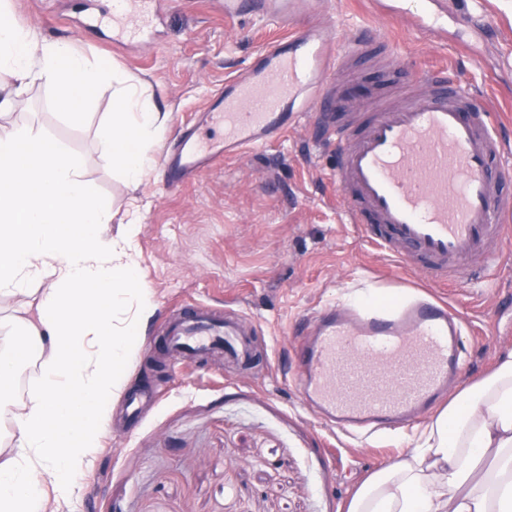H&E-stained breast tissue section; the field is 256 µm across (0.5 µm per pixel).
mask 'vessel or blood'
<instances>
[{
    "mask_svg": "<svg viewBox=\"0 0 512 512\" xmlns=\"http://www.w3.org/2000/svg\"><path fill=\"white\" fill-rule=\"evenodd\" d=\"M440 0H371L374 10L406 20L415 32L445 37ZM160 0H112V24L141 39L158 19ZM224 17L274 20L288 36L261 51L245 74L226 81L199 122L163 151L164 183L179 189L214 164L240 158L282 137L306 112L330 111L357 60L378 52L383 70L395 57L378 31L345 40L320 0H224ZM357 132L337 131L336 187L350 223L382 247L402 246L401 262L433 283L448 282L449 262L481 257L492 268L507 239L506 212L491 163L511 152L496 115L478 105L447 67L425 71L360 107ZM461 318L434 297L414 296L389 309L342 303L314 310L294 334V384L320 420L370 435L433 413L462 368ZM176 359L222 350L247 354L235 322L197 305L169 330Z\"/></svg>",
    "mask_w": 512,
    "mask_h": 512,
    "instance_id": "obj_1",
    "label": "vessel or blood"
}]
</instances>
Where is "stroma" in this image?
Wrapping results in <instances>:
<instances>
[{"mask_svg": "<svg viewBox=\"0 0 512 512\" xmlns=\"http://www.w3.org/2000/svg\"><path fill=\"white\" fill-rule=\"evenodd\" d=\"M11 2L19 25L70 41L141 82L169 115L158 154L280 34L263 19L226 20L220 0H170L150 41L130 44L81 26L87 6L105 12L109 0ZM447 2L443 39L371 15L366 0H329L327 14L337 38L361 25L383 33L398 57L397 82L436 63L453 66L458 84L486 91V106L502 114V133L512 140V0ZM462 40L473 43V57L456 55ZM111 97V84H103L75 123L39 81L12 116L73 152L90 190L112 211L105 238L121 240L135 221L136 261L154 306L124 369L126 394L152 399L135 421L117 401L75 496L54 512H344L370 475L415 447L421 426H391L363 441L323 427L292 383L297 320L332 302L368 306L398 297L386 282L403 280L445 300L463 320L464 367L448 388L456 393L512 350V244L480 278L452 268L443 288L414 274L346 222L333 181L336 156L322 144L328 132L308 119L178 191L165 189L158 163L139 185H127L100 135ZM195 304L242 319L256 347L249 367L213 357L161 363L157 346L170 316Z\"/></svg>", "mask_w": 512, "mask_h": 512, "instance_id": "35a3bbf8", "label": "stroma"}]
</instances>
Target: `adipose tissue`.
Instances as JSON below:
<instances>
[{
  "label": "adipose tissue",
  "instance_id": "1",
  "mask_svg": "<svg viewBox=\"0 0 512 512\" xmlns=\"http://www.w3.org/2000/svg\"><path fill=\"white\" fill-rule=\"evenodd\" d=\"M40 79L76 123L99 86L113 81L101 135L120 175L139 182L166 113L116 67L0 12V112L13 111L21 88ZM108 221L77 159L53 135L0 127V295L25 297L33 282L44 285L36 309L14 316L15 335L0 336V419L12 426L0 460V512H48L69 501L99 446L105 401L124 388L131 338L152 303L130 240H103ZM129 294L135 305L114 323V303ZM33 350L38 382L18 400L9 383ZM347 512H512V352L460 389L415 448L363 484Z\"/></svg>",
  "mask_w": 512,
  "mask_h": 512
}]
</instances>
